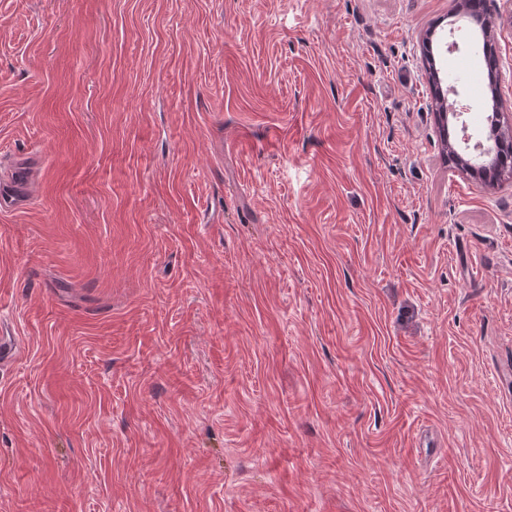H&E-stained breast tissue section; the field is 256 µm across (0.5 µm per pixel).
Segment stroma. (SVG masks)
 <instances>
[{
  "instance_id": "stroma-1",
  "label": "stroma",
  "mask_w": 512,
  "mask_h": 512,
  "mask_svg": "<svg viewBox=\"0 0 512 512\" xmlns=\"http://www.w3.org/2000/svg\"><path fill=\"white\" fill-rule=\"evenodd\" d=\"M453 7L0 0V512H512V177L447 159L425 36L488 132Z\"/></svg>"
}]
</instances>
